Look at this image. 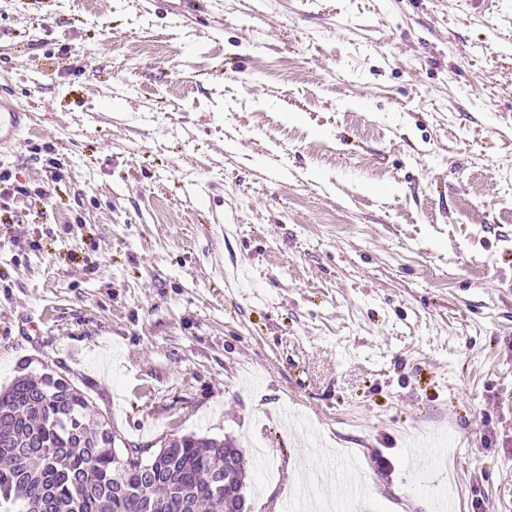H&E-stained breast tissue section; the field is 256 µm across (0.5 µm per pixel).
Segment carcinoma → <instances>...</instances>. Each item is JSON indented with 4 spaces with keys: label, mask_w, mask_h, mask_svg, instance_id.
<instances>
[{
    "label": "carcinoma",
    "mask_w": 512,
    "mask_h": 512,
    "mask_svg": "<svg viewBox=\"0 0 512 512\" xmlns=\"http://www.w3.org/2000/svg\"><path fill=\"white\" fill-rule=\"evenodd\" d=\"M112 437L75 386L20 372L0 390V500L15 512H225L224 487L244 490L232 440L182 437L144 463Z\"/></svg>",
    "instance_id": "1"
}]
</instances>
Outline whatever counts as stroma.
<instances>
[{"label":"stroma","mask_w":512,"mask_h":512,"mask_svg":"<svg viewBox=\"0 0 512 512\" xmlns=\"http://www.w3.org/2000/svg\"><path fill=\"white\" fill-rule=\"evenodd\" d=\"M1 96L0 387L236 440L248 512L349 453L512 512V0H0ZM30 119L27 110L5 105L0 98V145H11L16 140L19 131L26 124V120Z\"/></svg>","instance_id":"stroma-1"}]
</instances>
